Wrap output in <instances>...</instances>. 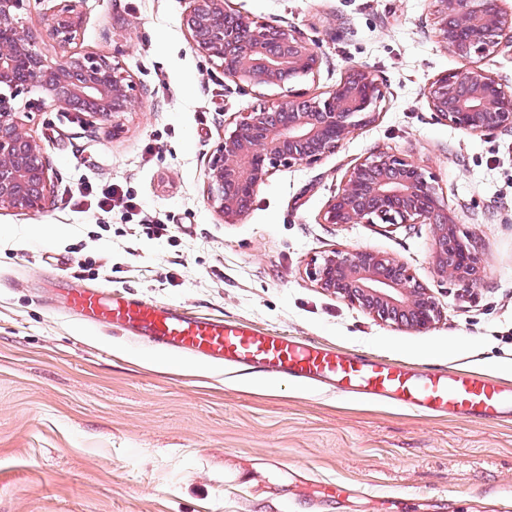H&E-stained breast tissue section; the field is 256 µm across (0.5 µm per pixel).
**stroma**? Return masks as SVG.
<instances>
[{
	"mask_svg": "<svg viewBox=\"0 0 512 512\" xmlns=\"http://www.w3.org/2000/svg\"><path fill=\"white\" fill-rule=\"evenodd\" d=\"M57 4L19 11L50 59L60 49L44 21ZM226 5L294 30L318 72L258 89L195 50L188 0H81L74 50L120 62L136 85L119 129L43 107L34 90L17 99L54 194L36 214L0 210V512H512V418L429 415L276 373L259 389L253 374L69 312L68 289L109 288L512 386V129L465 134L428 108L427 84L465 66L438 40L435 0ZM353 66L383 86L375 121L316 163L276 169L246 216L224 222L205 186L225 124L288 90L326 96ZM379 151L432 177L481 254L479 283L438 275L433 225L324 223L349 167ZM111 184L135 210L98 215L78 195ZM333 249L403 261L442 319L410 332L321 290L309 268ZM334 481L346 493L323 496Z\"/></svg>",
	"mask_w": 512,
	"mask_h": 512,
	"instance_id": "obj_1",
	"label": "stroma"
}]
</instances>
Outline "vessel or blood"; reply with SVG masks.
Instances as JSON below:
<instances>
[{
    "mask_svg": "<svg viewBox=\"0 0 512 512\" xmlns=\"http://www.w3.org/2000/svg\"><path fill=\"white\" fill-rule=\"evenodd\" d=\"M70 308L86 322L125 330L216 364L284 373L434 414L477 420L512 417V388L480 374L420 371L117 293L78 291L70 297Z\"/></svg>",
    "mask_w": 512,
    "mask_h": 512,
    "instance_id": "vessel-or-blood-1",
    "label": "vessel or blood"
}]
</instances>
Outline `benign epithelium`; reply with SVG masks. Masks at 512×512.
Masks as SVG:
<instances>
[{"mask_svg": "<svg viewBox=\"0 0 512 512\" xmlns=\"http://www.w3.org/2000/svg\"><path fill=\"white\" fill-rule=\"evenodd\" d=\"M79 0H62L45 24V36L63 54L51 61L19 21L22 0H0V209L38 213L50 194L49 168L40 142L23 127L15 101L31 87L42 103L100 122L131 110L135 86L120 64L93 52L69 50L81 23ZM436 25L445 48L469 62L430 81L429 109L469 134L512 128V91L473 59L512 45V11L503 0H435ZM184 26L197 51L234 81L256 88L279 87L317 73L318 52L295 32L258 23L224 7V0H190ZM384 98L366 67L353 66L326 97L291 94L232 121L210 155L206 197L235 221L249 211L258 188L274 169L315 163L333 154L357 130L372 123ZM327 224H433L438 274L463 283L480 279L482 258L456 231L422 167L396 152L382 151L354 163L328 200ZM322 290L373 317L415 332L442 317L430 289L393 257L368 250H332L313 267Z\"/></svg>", "mask_w": 512, "mask_h": 512, "instance_id": "7a95c632", "label": "benign epithelium"}]
</instances>
